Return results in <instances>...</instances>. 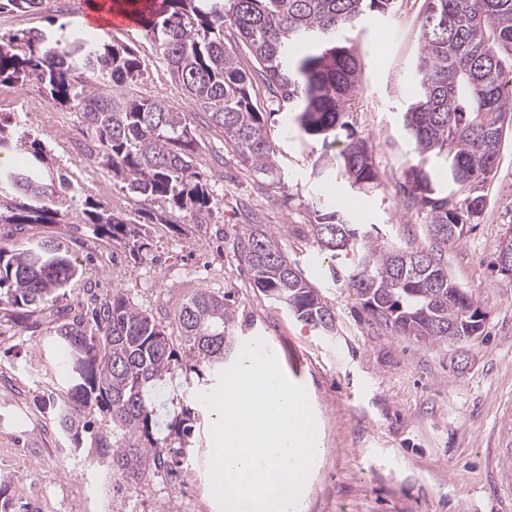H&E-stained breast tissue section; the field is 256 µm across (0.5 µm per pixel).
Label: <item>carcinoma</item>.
<instances>
[{"label": "carcinoma", "instance_id": "carcinoma-1", "mask_svg": "<svg viewBox=\"0 0 512 512\" xmlns=\"http://www.w3.org/2000/svg\"><path fill=\"white\" fill-rule=\"evenodd\" d=\"M425 11L415 64L417 92L403 113L416 163L405 173L404 193L427 210L433 235L444 244L460 236L453 229L480 212L479 196L464 205L450 203L434 186L446 180L458 191L475 190L499 160L505 122L512 121V86L505 80L512 61V0H424ZM42 0H0V10L30 12ZM392 0H163L162 9L142 14L166 59L174 81L223 130L224 142L241 161L273 175L274 144L264 113L253 97L254 75L294 113L305 134L323 146L346 132L342 149L327 157L317 174L339 171L361 189L377 180L371 146L348 128L346 117L358 93V64L345 33L367 12L384 13ZM232 31L251 55L241 66L227 48L224 30ZM102 71L113 82L112 94L77 90L81 69ZM144 72L128 45L104 37L77 36L59 48L40 31L25 32L0 44V83L24 85L36 80L46 98L79 113L92 130L97 150L92 163L133 197L161 201L172 209L201 212L211 204L209 185L194 170L196 130L184 113L165 100L123 91ZM22 147L31 165L10 163ZM0 224H53L56 201L41 176L45 147L22 126L0 120ZM86 223L103 235L134 236L123 216L100 203L89 205ZM313 233L332 257L350 258L348 288L361 310L397 335L424 342L451 341L469 335L480 308L430 253L397 248L375 226L350 224L327 207L315 210ZM238 256L255 287L286 305L298 319L329 335L335 317L316 288L306 281L278 246L273 233L258 229L238 245ZM80 267L68 245L56 239L0 247V305L12 308L20 323L64 296L62 290ZM235 310L202 289L182 307L180 327L188 355L221 373L235 347L229 329ZM75 354V371L66 397L52 400L60 430L78 437L86 411L101 407L112 420V471L129 484L162 471L183 468L185 449L170 455L154 437L156 398L177 360L163 327L148 313L114 293L92 297L83 314L52 330ZM195 412L184 409L172 430L191 435Z\"/></svg>", "mask_w": 512, "mask_h": 512}]
</instances>
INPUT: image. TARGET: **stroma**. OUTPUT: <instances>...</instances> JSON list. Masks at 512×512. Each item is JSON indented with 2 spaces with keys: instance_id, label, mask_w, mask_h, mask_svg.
Returning a JSON list of instances; mask_svg holds the SVG:
<instances>
[{
  "instance_id": "35a3bbf8",
  "label": "stroma",
  "mask_w": 512,
  "mask_h": 512,
  "mask_svg": "<svg viewBox=\"0 0 512 512\" xmlns=\"http://www.w3.org/2000/svg\"><path fill=\"white\" fill-rule=\"evenodd\" d=\"M423 0H393L388 13H367L347 37L360 62L361 89L348 121L372 146L379 179L351 189L344 178H319L325 150L304 135L286 106L257 80L254 94L268 119L277 178L244 164L209 115L186 98L145 31L112 32L145 62L130 94L156 96L185 113L201 136L195 166L209 182V212L191 217L162 202L130 199L110 169L87 163L93 134L82 117L62 132L39 86H15V104L0 109L48 147L49 167L68 174L67 203L56 223L15 229L0 224V246L53 237L82 269L59 305L75 314L89 293L123 294L148 312L183 353L157 410L156 437L177 447L166 425L182 407L198 411L188 442V474L172 486L164 475L129 485L113 473L109 414L87 411L77 439L60 432L44 398L71 374L67 350L50 344L51 311L18 323L0 306V512H156L198 492L199 512H220L212 492V418L196 388L214 392L219 379L193 371L184 354L179 314L198 290L223 296L236 311L237 349L263 341L288 380L304 387L325 448L314 464L302 512H512V278L500 274L501 241L512 236V126L504 133L496 170L477 192L485 199L465 235L443 248L448 275L485 314L482 335L459 343H425L400 336L362 313L347 287L348 270L320 250L313 235L316 206H332L357 224L380 228L385 240L414 250L433 245L426 211L399 189L412 163L402 114L414 91ZM62 0L39 11L0 13V41L30 29L54 38L78 25ZM100 203L139 223L148 243L131 259L124 239L107 238L83 221L87 203ZM276 232L281 250L317 288L336 330L326 336L255 288L236 245L255 229Z\"/></svg>"
}]
</instances>
